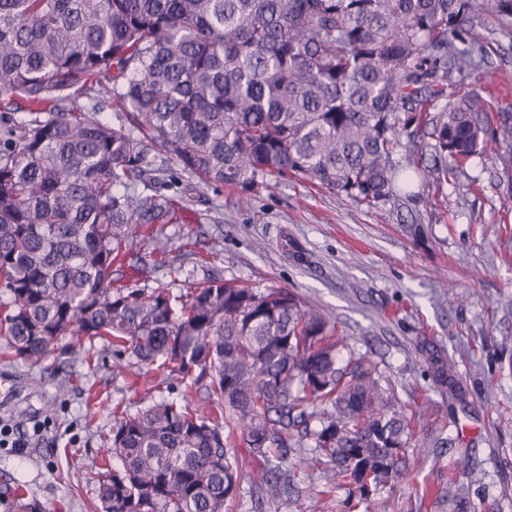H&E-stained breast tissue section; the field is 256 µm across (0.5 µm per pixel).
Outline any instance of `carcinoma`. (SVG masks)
<instances>
[{"label":"carcinoma","mask_w":512,"mask_h":512,"mask_svg":"<svg viewBox=\"0 0 512 512\" xmlns=\"http://www.w3.org/2000/svg\"><path fill=\"white\" fill-rule=\"evenodd\" d=\"M489 19L512 38V0H0L5 352L34 366L65 341L84 363L160 362L208 393L115 408L102 512H224L245 476L273 499L316 469L361 500L409 476L425 449L407 405L370 356L341 357L324 311L285 288L174 294L113 275L177 272L139 245L187 223L152 151L198 187L247 199L294 177L368 208L489 151L511 168L512 115L491 119L477 85ZM108 99L126 122L99 117ZM22 101L51 109L16 118ZM420 351L457 394L454 363ZM448 497L469 512L467 486ZM0 505L39 512L19 494Z\"/></svg>","instance_id":"carcinoma-1"}]
</instances>
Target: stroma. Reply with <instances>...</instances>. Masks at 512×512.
Returning a JSON list of instances; mask_svg holds the SVG:
<instances>
[{
	"instance_id": "35a3bbf8",
	"label": "stroma",
	"mask_w": 512,
	"mask_h": 512,
	"mask_svg": "<svg viewBox=\"0 0 512 512\" xmlns=\"http://www.w3.org/2000/svg\"><path fill=\"white\" fill-rule=\"evenodd\" d=\"M484 79L496 87L492 112L512 113V40L491 34ZM174 171L169 194L183 196L191 223L169 225L160 243L179 267L151 275L149 287L177 292L214 277L254 288H285L322 308L349 346L370 353L407 404L426 405L416 438L452 439V449L411 458V474L377 489L404 512H453L448 479L471 489L470 512H512V170L494 154L472 160L437 189L423 182L412 199L369 209L291 178L241 202L234 189L186 192ZM218 259L182 254L186 237ZM301 256L286 254L285 243ZM429 339L455 364L463 401L433 385L418 352ZM169 368L132 375L55 352L30 366L0 354V420L41 426L44 440L20 454L0 447V495L21 489L42 512H97V481L111 454L115 407L136 412L168 398ZM312 477L300 493L262 504L249 482L226 512H341L340 485L322 494Z\"/></svg>"
}]
</instances>
